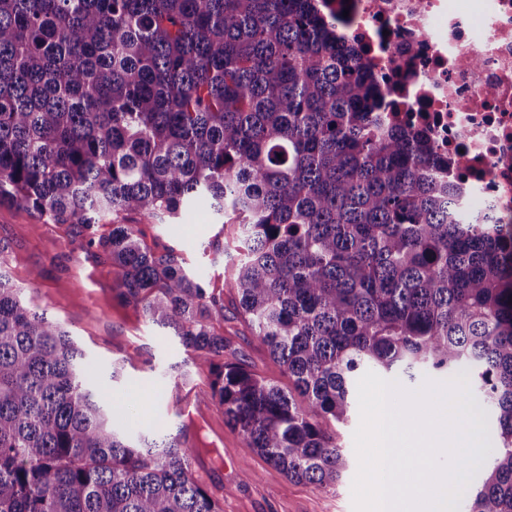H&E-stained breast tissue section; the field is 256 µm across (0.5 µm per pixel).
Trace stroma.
<instances>
[{"label":"stroma","instance_id":"35a3bbf8","mask_svg":"<svg viewBox=\"0 0 512 512\" xmlns=\"http://www.w3.org/2000/svg\"><path fill=\"white\" fill-rule=\"evenodd\" d=\"M115 222L135 225L142 242L154 252L171 249L180 255L186 268L199 273L223 298L224 317L214 327L223 332L229 351L257 374L290 387L284 368L258 344L237 311L224 253L235 224L214 223L202 207L173 224L147 212L108 216L96 226V233H108ZM85 238L82 225L57 224L17 204H0V241L8 246L0 267L23 288L26 299L47 311L83 350L97 387L114 399V414L124 417L125 404L132 399L140 407L143 427H150L160 411L165 415L166 431L174 433L183 421L177 393L198 394L194 426L205 450L196 456L192 470L199 473L210 495L223 501L224 512H353L352 482L358 469L353 433L360 422L359 412H352L346 423L332 425L348 457V467L336 487L324 489L289 480L248 447L243 435L209 399L208 365L191 359L175 337L119 297L117 268L86 244ZM175 363L185 365L188 381L171 373ZM244 464L253 471L252 479L242 477Z\"/></svg>","mask_w":512,"mask_h":512}]
</instances>
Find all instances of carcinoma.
Wrapping results in <instances>:
<instances>
[{"mask_svg": "<svg viewBox=\"0 0 512 512\" xmlns=\"http://www.w3.org/2000/svg\"><path fill=\"white\" fill-rule=\"evenodd\" d=\"M368 57L317 0H0V203L238 219L241 314L289 392L224 359V302L133 224L91 243L119 295L209 364L248 447L322 488L327 423L367 371L469 364L497 427L467 512H512V236L466 212L448 158L380 114ZM84 353L0 270V512H224L176 434L114 423Z\"/></svg>", "mask_w": 512, "mask_h": 512, "instance_id": "1", "label": "carcinoma"}]
</instances>
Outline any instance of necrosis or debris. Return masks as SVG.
I'll return each instance as SVG.
<instances>
[{
	"label": "necrosis or debris",
	"instance_id": "necrosis-or-debris-1",
	"mask_svg": "<svg viewBox=\"0 0 512 512\" xmlns=\"http://www.w3.org/2000/svg\"><path fill=\"white\" fill-rule=\"evenodd\" d=\"M384 76L381 108L449 159L465 204L512 232V0H318Z\"/></svg>",
	"mask_w": 512,
	"mask_h": 512
}]
</instances>
